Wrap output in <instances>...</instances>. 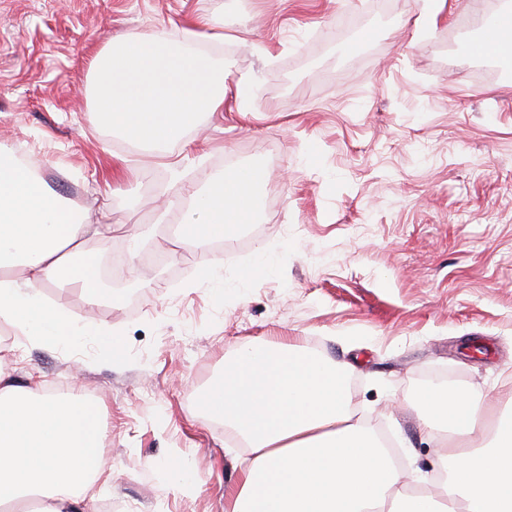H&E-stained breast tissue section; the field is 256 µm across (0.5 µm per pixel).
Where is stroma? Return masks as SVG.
<instances>
[{
  "mask_svg": "<svg viewBox=\"0 0 512 512\" xmlns=\"http://www.w3.org/2000/svg\"><path fill=\"white\" fill-rule=\"evenodd\" d=\"M482 0H0V146L34 162L85 223L100 276L132 258L114 304L42 290L97 333L46 349L7 337L0 363L25 384L97 402L118 512H224L239 476L223 420L199 400L243 346L297 343L351 363L356 415L432 475L437 448L412 403L441 381L512 407V76L477 78L459 26ZM204 18L216 29L186 32ZM161 30L207 48L224 106L158 155L104 129L95 56ZM249 77L244 103L235 84ZM257 170L253 223L199 248L155 209L208 175ZM274 259L252 273L258 253ZM221 261L223 289L199 265ZM191 485H171L176 464Z\"/></svg>",
  "mask_w": 512,
  "mask_h": 512,
  "instance_id": "stroma-1",
  "label": "stroma"
}]
</instances>
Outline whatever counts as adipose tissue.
I'll use <instances>...</instances> for the list:
<instances>
[{"label": "adipose tissue", "mask_w": 512, "mask_h": 512, "mask_svg": "<svg viewBox=\"0 0 512 512\" xmlns=\"http://www.w3.org/2000/svg\"><path fill=\"white\" fill-rule=\"evenodd\" d=\"M255 173L210 177L195 192L180 235L204 245L250 223ZM87 224L52 195L32 168L0 147V330L49 349L87 330L41 287L77 285L89 301L113 302L101 286ZM352 369L290 343L242 347L206 391L204 409L245 450L225 512H512V421L479 398L426 387L417 394L422 433L445 447L446 478L404 487L389 453L355 419ZM99 408L20 384L0 369V512H95L105 473Z\"/></svg>", "instance_id": "obj_1"}]
</instances>
